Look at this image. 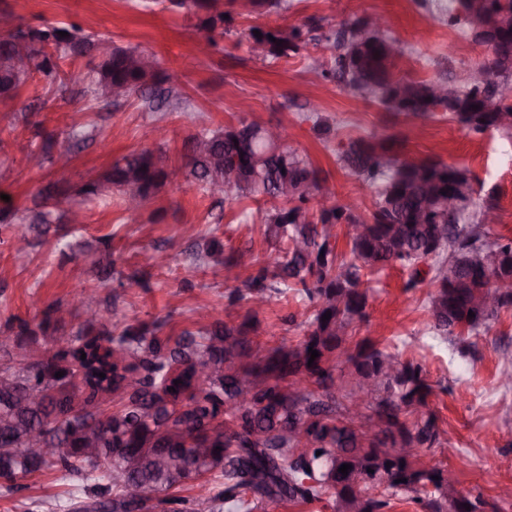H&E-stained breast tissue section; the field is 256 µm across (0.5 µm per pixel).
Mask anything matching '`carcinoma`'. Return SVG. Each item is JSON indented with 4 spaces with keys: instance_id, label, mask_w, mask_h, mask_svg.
I'll list each match as a JSON object with an SVG mask.
<instances>
[{
    "instance_id": "obj_1",
    "label": "carcinoma",
    "mask_w": 512,
    "mask_h": 512,
    "mask_svg": "<svg viewBox=\"0 0 512 512\" xmlns=\"http://www.w3.org/2000/svg\"><path fill=\"white\" fill-rule=\"evenodd\" d=\"M167 2L197 18L210 46L227 32L223 0ZM449 2L443 14L448 26L469 29L479 20L494 27L490 55L460 83L450 84V104L440 108L427 100L442 80L395 78L399 41L382 29L361 31L359 18L335 33L333 64L322 76L389 112L419 117L441 111L473 133L512 136V103L505 95L512 82V0ZM61 31L68 36H60ZM250 40L252 50L263 46L256 54L261 59L298 55L313 42L297 27L263 29ZM85 56L98 59L84 88L89 100L109 106L104 90L119 88L127 96L142 92L145 105L154 108L160 83L154 55L61 23L0 25V105H8L34 72L65 92L60 62ZM475 72L486 75V86L472 83ZM258 126L241 118L235 132L227 125L190 136L182 171L186 181L208 190L219 167L234 164L240 179L226 199L262 196L270 203L265 237L279 243L282 252L275 265L254 256L247 264L241 253H224L215 238L204 249V257L224 272L238 270L225 279L238 283L231 302L251 304L242 321L185 330L172 348L155 335L160 327L129 325L116 337L107 330L90 337L80 329L51 355H16L12 364L0 367V483L11 490L30 475L55 468L88 482L86 499L72 503L74 510L107 504L112 512H127L132 484L149 502L145 512H152L154 495L218 470L224 482L205 484L200 492L203 502L224 512L319 502L329 493L334 512H388L399 494L428 512H475L481 495L447 497L448 470L429 465L419 453L441 443L443 435L428 409L432 387L421 365L400 361L367 340L352 346L347 336L352 324L368 321L362 273L398 263L410 271L406 289L430 279V329L445 340L455 337L461 355L468 356L466 337L490 330L501 311L512 309V287L491 308L474 303L476 289L495 277H512V238L491 234L486 220L496 207L494 195L481 196L477 180L463 169L435 159L399 162L387 140L361 139L349 143L338 160L351 175L376 187L372 209L366 214L354 206L314 210L310 197L321 192L326 178L286 144L273 148L254 139ZM171 175L162 155L129 153L79 188L48 186L37 211L20 215L1 209L0 224H78L74 197L114 191L125 210L136 211ZM457 182L467 185V193L455 216L426 211L441 190ZM338 224L348 226L350 261L339 258L332 244ZM288 288L315 303L310 330L296 344L259 358L248 339L256 307ZM328 311L330 319L322 320ZM311 348L318 357L310 365ZM116 352L138 360L139 376L126 377L113 362ZM340 358L358 383L373 389L370 414L362 421L348 410L354 386L336 387ZM199 363L212 367L215 376L185 396L187 373ZM178 368L183 372L176 384L168 376ZM58 371L63 376H55ZM101 372L105 377H98ZM245 388L250 397L241 401ZM102 393L115 406L107 415L98 408ZM29 431L44 435L53 452L33 451L25 441ZM344 464L351 465L346 476L338 471Z\"/></svg>"
}]
</instances>
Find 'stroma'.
Segmentation results:
<instances>
[{"label":"stroma","mask_w":512,"mask_h":512,"mask_svg":"<svg viewBox=\"0 0 512 512\" xmlns=\"http://www.w3.org/2000/svg\"><path fill=\"white\" fill-rule=\"evenodd\" d=\"M288 2V10L266 14L245 8L244 0H227L229 30L203 55L197 50L202 32L196 18L162 9L155 0H0V10L14 13L20 24H75L84 33L154 54L164 87L183 98L156 112L136 94L116 105H90L81 94L91 68L86 57L62 62L70 80L67 93L54 92L33 76L0 110V195H8L9 208L26 211L46 185H82L133 151L162 150L169 169H180L187 135L200 125L215 129L244 115L287 126L289 149L334 184L339 205L354 200L366 211L375 198L374 188L337 160L338 149L354 139L389 135L397 141L399 158L433 157L468 169L497 199L494 233L512 237V138L472 133L439 112L426 119L389 112L327 82L322 76L331 65L327 45L266 60L249 50L256 28L298 27L321 39L343 22L380 14L404 47L395 62L397 77L458 81L488 51L442 21L448 0ZM314 108L333 128L329 140L319 139L302 118ZM88 124L96 127L94 138L73 150L68 169L38 162L40 131L66 144ZM264 208L261 199L228 202L178 177L136 214L124 211L116 194L87 201L82 224L49 225L44 243L35 247L15 238L13 228L1 229L0 332L23 323L36 328L46 306L59 302L72 309V318L36 336L42 348L55 350L84 323L85 288L98 291L97 329L116 336L126 326L156 321L163 324L162 336L173 338L217 321L236 322L244 307L230 304L232 287L223 270L197 256L195 242L215 237L225 251L274 262L278 249L264 239ZM152 248L164 251L165 266L143 265L142 252ZM132 276L138 287H127ZM407 277L406 270L393 266L366 281L369 318L353 327L349 340H372L423 367L434 388L428 405L444 432L442 446L428 449V456L456 473L461 491L482 494L495 512H512V499L501 494L512 486V388L502 385L504 352L512 350V310L502 312L489 332L470 336L472 354L463 359L453 342L428 327L423 301L431 284L408 291ZM313 311L295 293L272 295L249 338L263 355L295 343L306 334ZM83 495L82 480L50 468L28 477L21 491L0 487V512H68L70 501Z\"/></svg>","instance_id":"35a3bbf8"}]
</instances>
